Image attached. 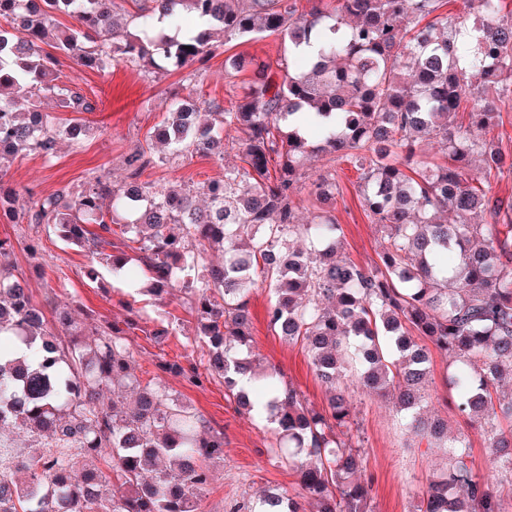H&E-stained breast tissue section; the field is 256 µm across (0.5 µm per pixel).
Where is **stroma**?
I'll use <instances>...</instances> for the list:
<instances>
[{
    "instance_id": "1",
    "label": "stroma",
    "mask_w": 512,
    "mask_h": 512,
    "mask_svg": "<svg viewBox=\"0 0 512 512\" xmlns=\"http://www.w3.org/2000/svg\"><path fill=\"white\" fill-rule=\"evenodd\" d=\"M280 49L279 40L272 36L234 38L205 62L189 67L175 68L165 63L158 68H143L121 62L105 72L85 68L73 57L57 54L55 68L61 78L78 87L95 109L77 116L62 113L49 98L42 99L41 107L46 112L60 113L65 122L79 118L88 132L77 146L66 139L58 140L50 159L28 152L18 154L6 164L0 188H28L37 196L60 189L76 194L92 177L100 175L118 187L129 174L127 156L139 147L146 150L150 160L140 176L148 185L196 186L221 178L225 167L240 164L238 147L227 146L220 157L193 150L176 155L151 141L149 134L166 118L173 99H190L202 113L213 102L230 106L251 82L253 63L275 61ZM232 56L245 61L241 72H226L224 61ZM303 172L313 177L326 173L335 176L338 193L330 211L342 228L343 249L362 266L379 264L381 233L361 206L359 172L322 153L312 156ZM33 237L41 241V254H32L26 248ZM0 239L12 242L9 261L16 275L26 281L38 306L50 300L68 305L78 322L89 329L121 327L128 319H135L139 327L130 332L127 341L134 353L137 375L145 380L158 378L170 393L190 402L208 427L223 431L224 461L215 466L214 479L203 494V512H229L235 503L257 499L272 488L291 495L297 492L294 472L267 452L272 435L265 418L239 409L227 395L223 380L210 377L195 385L160 371V363L166 361L187 367L206 356L205 347L194 341L196 319L184 291L176 289L159 298L134 292L112 276L105 261L64 243L53 228L44 225L34 228L0 219ZM271 297L264 285L249 295L253 351L264 365L275 368L285 381L297 387L309 404L325 407L328 395L305 348L284 342L268 325ZM164 327L169 328V335L155 338V331ZM447 367V359L432 352L433 382L426 394V406L447 419L452 434L468 436L475 471L492 488L504 492V510L512 512V475L498 469L484 433L458 415L444 384ZM353 407L366 455L365 477L371 485L373 512H414L421 492L444 462L441 450L414 447L409 435L397 428L394 408L384 398L359 392L353 396Z\"/></svg>"
}]
</instances>
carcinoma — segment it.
Masks as SVG:
<instances>
[{
  "instance_id": "carcinoma-1",
  "label": "carcinoma",
  "mask_w": 512,
  "mask_h": 512,
  "mask_svg": "<svg viewBox=\"0 0 512 512\" xmlns=\"http://www.w3.org/2000/svg\"><path fill=\"white\" fill-rule=\"evenodd\" d=\"M441 7L315 0L303 15L296 0H151L119 24L115 0H42L34 11L26 0H0V162L20 150L51 156L58 137L76 132L77 144L85 136L80 123L62 124L37 105L52 98L69 112L94 110L55 74L56 52L106 71L120 61L189 66L213 53L214 29L226 39L281 41L276 65H261L234 105H212L198 123L185 117L192 105L175 101L150 135L176 152L214 155L230 139L246 166L198 188H155L138 182L149 164L138 148L123 189L96 176L74 198L60 189L27 206L18 205L21 192L0 191V218L52 224L93 257L120 226L144 257L136 267L126 255L107 256L112 275L157 297L174 288L189 296L208 348L204 373L224 379L239 406L262 408L272 452L298 475V498L268 493L232 512H304L301 498L315 512H371L364 452L352 443L353 387L391 397L406 433L446 449L418 512H503L501 495L472 467L469 439L424 417L425 342L448 358L456 410L483 429L493 460L512 474V393L499 392L512 381V203L490 201L469 172L473 157L483 179L512 170L477 135L499 125L512 102V15L501 0H473L472 12L452 20ZM59 13L75 24L59 26ZM424 139L442 144L452 163L415 159ZM319 152L360 171L362 206L384 236L372 269L342 255V228L328 211L298 216L302 192L334 198L333 176L302 182ZM482 211L491 221L473 223ZM210 250L224 262L204 265ZM259 282L273 291L269 327L305 347L330 390L326 407L257 370L249 294ZM132 359L124 330L86 337L64 307L47 321L24 281L0 264V430L40 440L27 454L0 439V512H200L213 465L224 461V432L160 382L142 381ZM162 369L201 378L194 365Z\"/></svg>"
}]
</instances>
